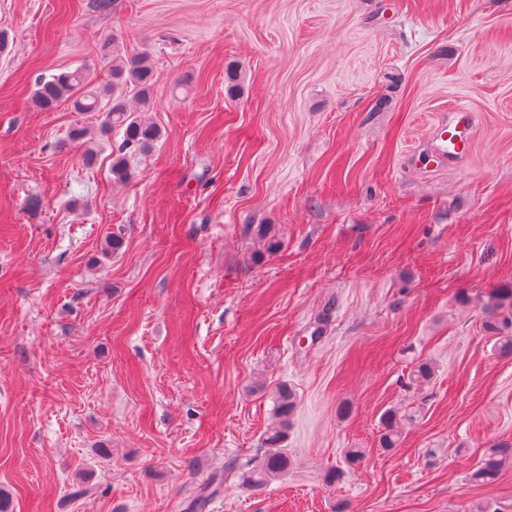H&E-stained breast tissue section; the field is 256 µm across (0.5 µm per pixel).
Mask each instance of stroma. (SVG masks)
Masks as SVG:
<instances>
[{
  "label": "stroma",
  "instance_id": "obj_1",
  "mask_svg": "<svg viewBox=\"0 0 512 512\" xmlns=\"http://www.w3.org/2000/svg\"><path fill=\"white\" fill-rule=\"evenodd\" d=\"M1 30L9 512H188L215 476L206 512H512V468L470 480L512 441V0H0ZM110 40L162 130L124 182L97 113L32 103L109 82ZM459 107L472 151L431 163ZM282 384L291 465L253 488ZM512 461V443L502 442L487 450L470 474L477 484L491 483L500 475L504 465Z\"/></svg>",
  "mask_w": 512,
  "mask_h": 512
}]
</instances>
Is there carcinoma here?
Wrapping results in <instances>:
<instances>
[{
	"instance_id": "obj_1",
	"label": "carcinoma",
	"mask_w": 512,
	"mask_h": 512,
	"mask_svg": "<svg viewBox=\"0 0 512 512\" xmlns=\"http://www.w3.org/2000/svg\"><path fill=\"white\" fill-rule=\"evenodd\" d=\"M110 83L103 87L89 86L87 74L80 68L57 75L43 76L35 84L33 102L41 110L53 109L61 100L72 101L78 112L99 113V132H116L122 135L112 158V175L118 181L130 176L128 153L146 154L151 151L161 137L159 128L143 118L153 100L156 82L151 53L141 52L134 57H126L117 52L112 54ZM276 426L268 430L263 438L267 453L260 463L245 477L252 487H260L268 480L286 472L289 467L288 455L282 444L288 435L290 418L296 408V397L291 388L279 386L274 395ZM399 428L396 416L384 418L383 432L379 445L390 450L399 444ZM512 461V443L502 442L487 450L470 474L477 484L491 483L500 475L505 464ZM223 479L212 478L200 487L190 501V508H205L210 496L215 494Z\"/></svg>"
}]
</instances>
